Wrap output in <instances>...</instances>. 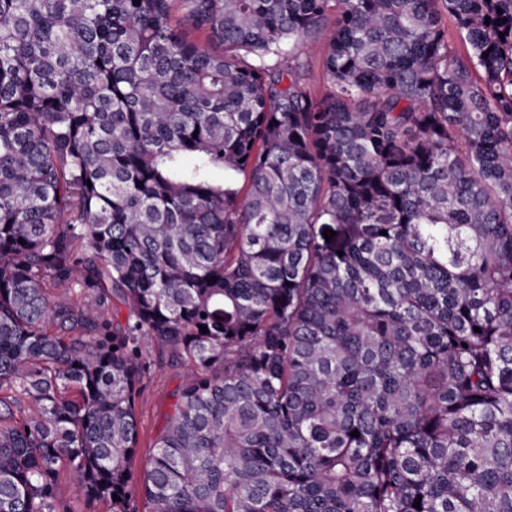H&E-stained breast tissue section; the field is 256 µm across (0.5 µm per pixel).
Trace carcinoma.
Wrapping results in <instances>:
<instances>
[{
    "label": "carcinoma",
    "instance_id": "1",
    "mask_svg": "<svg viewBox=\"0 0 512 512\" xmlns=\"http://www.w3.org/2000/svg\"><path fill=\"white\" fill-rule=\"evenodd\" d=\"M64 470L110 512H512V0H0V512H77ZM325 40L316 43L315 49L308 55L309 66V85L315 94H321L324 90L322 73H321V50ZM156 360L151 377L144 383L137 403L140 422V448L134 459V468L139 471L153 452V445L162 430L165 417L173 409L171 394L181 382L183 369L172 363L168 355Z\"/></svg>",
    "mask_w": 512,
    "mask_h": 512
}]
</instances>
